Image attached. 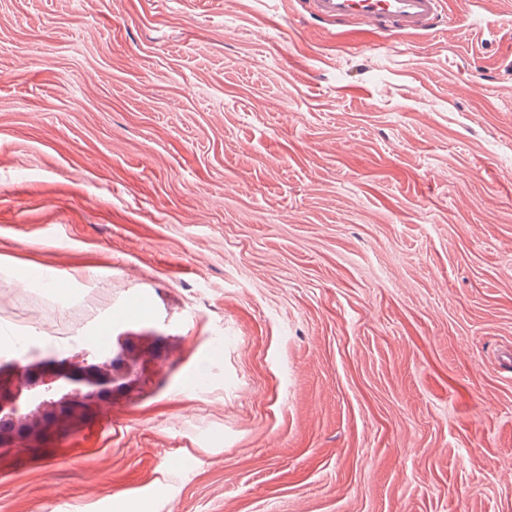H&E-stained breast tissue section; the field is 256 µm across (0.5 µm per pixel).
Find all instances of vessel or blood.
Instances as JSON below:
<instances>
[{
    "label": "vessel or blood",
    "mask_w": 512,
    "mask_h": 512,
    "mask_svg": "<svg viewBox=\"0 0 512 512\" xmlns=\"http://www.w3.org/2000/svg\"><path fill=\"white\" fill-rule=\"evenodd\" d=\"M325 29L362 21L384 32L436 33L447 22L444 0H297Z\"/></svg>",
    "instance_id": "vessel-or-blood-1"
}]
</instances>
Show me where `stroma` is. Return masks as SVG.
<instances>
[{
    "instance_id": "1",
    "label": "stroma",
    "mask_w": 512,
    "mask_h": 512,
    "mask_svg": "<svg viewBox=\"0 0 512 512\" xmlns=\"http://www.w3.org/2000/svg\"><path fill=\"white\" fill-rule=\"evenodd\" d=\"M483 13L0 0V329L104 287L84 335L155 352L0 450L6 512H512V0ZM308 18L331 31L362 21L382 32L437 33L446 29L444 0H295Z\"/></svg>"
}]
</instances>
